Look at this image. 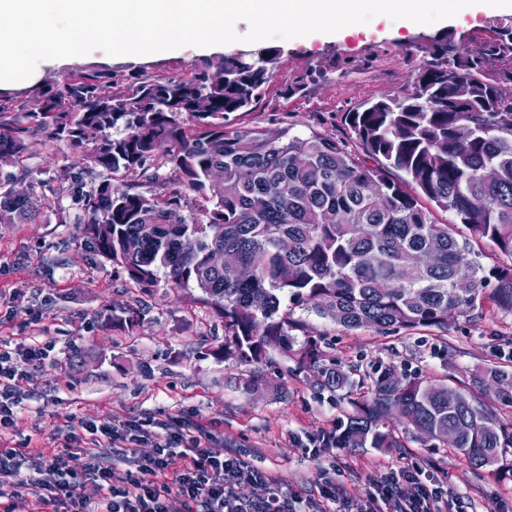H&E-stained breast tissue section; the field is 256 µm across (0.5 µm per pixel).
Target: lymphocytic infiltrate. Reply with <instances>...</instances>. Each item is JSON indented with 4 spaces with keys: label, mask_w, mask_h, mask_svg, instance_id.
<instances>
[{
    "label": "lymphocytic infiltrate",
    "mask_w": 512,
    "mask_h": 512,
    "mask_svg": "<svg viewBox=\"0 0 512 512\" xmlns=\"http://www.w3.org/2000/svg\"><path fill=\"white\" fill-rule=\"evenodd\" d=\"M52 343L0 348V512H171L170 496L184 512H297L296 495L269 476L217 448L211 436L186 431L176 418L128 416L66 422L63 448L32 453L9 446L5 436L20 421L18 397L52 360ZM83 454L82 472L70 466ZM247 484L268 494L250 499ZM318 512H453L441 480L419 468H392L363 498L348 497L330 480L318 489Z\"/></svg>",
    "instance_id": "f902f5d3"
}]
</instances>
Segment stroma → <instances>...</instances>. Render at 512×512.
I'll return each instance as SVG.
<instances>
[{
	"instance_id": "stroma-1",
	"label": "stroma",
	"mask_w": 512,
	"mask_h": 512,
	"mask_svg": "<svg viewBox=\"0 0 512 512\" xmlns=\"http://www.w3.org/2000/svg\"><path fill=\"white\" fill-rule=\"evenodd\" d=\"M500 27H512L511 11L409 27L377 16L348 35L267 40V47L280 52L278 68L266 97L241 121L297 133L317 131L360 154L345 122L347 112L382 95L413 92L427 59L422 48L432 40L465 34V48L473 51L478 39ZM245 48L236 42L119 57L96 49L41 61L28 79L0 84V90L42 87L61 72L92 66L186 76L195 63L216 62ZM303 77L308 80L304 96L281 94L283 82ZM73 156L69 144L50 146L45 135L29 136L27 163L37 182L35 217L28 224L0 223V297L18 290L25 294L23 310L10 319L0 317V339L15 344L34 337L55 344V366L37 375L20 397L14 447L34 452L56 441L70 415L87 420L130 414L175 417L213 435L283 489L306 498L325 476L350 496L361 497L389 468L415 464L446 476L462 512H512V479L477 477L452 450L428 447L406 434L398 448L311 450L314 438L344 420L349 405L320 398L295 362L279 352L256 366L215 359L224 323L194 293L163 280L146 295L116 273L95 252L78 220V205L69 194L52 191L53 185L69 182ZM30 308L43 313L41 323L28 324ZM131 308L140 312L132 328L124 321ZM308 321L331 344L338 363L366 374L390 365L459 387L486 368L512 373V310L491 302L466 315H450L443 337L432 330L348 331L313 314ZM251 375L260 384L248 392L242 380Z\"/></svg>"
}]
</instances>
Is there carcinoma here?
I'll return each instance as SVG.
<instances>
[{
    "instance_id": "cac0c4a2",
    "label": "carcinoma",
    "mask_w": 512,
    "mask_h": 512,
    "mask_svg": "<svg viewBox=\"0 0 512 512\" xmlns=\"http://www.w3.org/2000/svg\"><path fill=\"white\" fill-rule=\"evenodd\" d=\"M406 96L346 114L365 158L319 132L240 126L274 77L279 51L256 49L196 66L188 77L124 84L108 68L66 71L35 104L0 96V153L24 168L26 137L84 149L69 190L96 252L143 293L160 277L199 293L224 319L213 355L258 365L277 350L320 396L351 406L336 448H400L388 430L463 455L477 471L512 478V421L482 399L508 373L489 368L456 389L392 367L355 378L327 352L303 310L346 329L448 331L452 311L488 300L512 310V265L485 266L487 239L512 258V27L480 56L435 41ZM508 67L492 70L493 62ZM200 96L206 112L194 111ZM169 169L191 201L166 186ZM128 178L125 187L112 184ZM29 173L0 177V221L34 216ZM159 185L146 195L137 180ZM459 224H439L428 205Z\"/></svg>"
}]
</instances>
